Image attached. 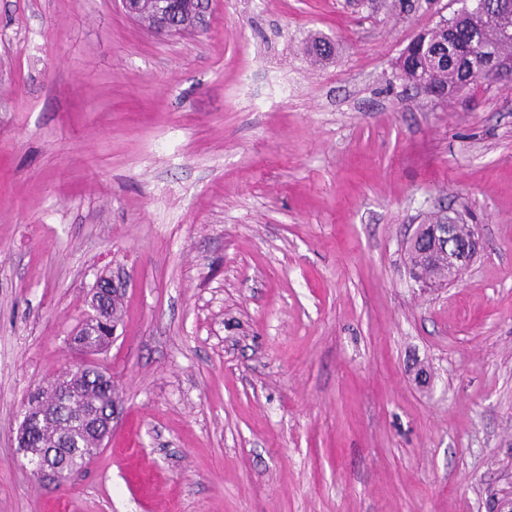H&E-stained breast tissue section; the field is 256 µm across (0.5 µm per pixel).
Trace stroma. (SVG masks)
<instances>
[{"instance_id": "obj_1", "label": "stroma", "mask_w": 512, "mask_h": 512, "mask_svg": "<svg viewBox=\"0 0 512 512\" xmlns=\"http://www.w3.org/2000/svg\"><path fill=\"white\" fill-rule=\"evenodd\" d=\"M459 0H0V512H490L512 495V78L438 99L397 62ZM316 40L333 54L313 62ZM448 206L482 250L423 288ZM118 413L62 488L14 438L80 357ZM175 0H160L156 6L154 29L158 32L178 33L179 26L175 17ZM122 284L116 283L115 279L112 276H101L91 289V293L89 296L88 304L92 310L89 314L93 320H89V325L84 323L79 330L73 334V337L70 340L71 348H74L79 351H83V349H87L85 345V340H83V336H86L89 339V343L95 349H99L101 346L109 345L111 336H105L106 333L104 329L99 327L97 330L95 329L93 333L95 336H87V331H92V325L97 323V320L103 319V314L106 312V307L110 299L114 297H121L122 291L124 290L121 287ZM123 305L122 300L112 302L108 306L107 315L109 319L112 321L113 319L118 320L122 313Z\"/></svg>"}]
</instances>
